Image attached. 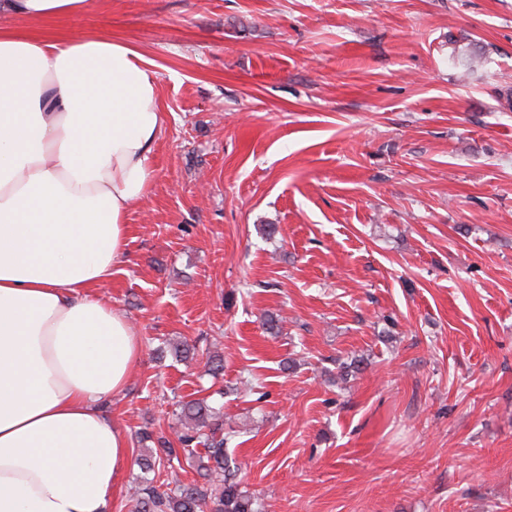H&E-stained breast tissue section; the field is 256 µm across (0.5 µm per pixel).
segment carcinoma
Segmentation results:
<instances>
[{
    "instance_id": "obj_1",
    "label": "carcinoma",
    "mask_w": 512,
    "mask_h": 512,
    "mask_svg": "<svg viewBox=\"0 0 512 512\" xmlns=\"http://www.w3.org/2000/svg\"><path fill=\"white\" fill-rule=\"evenodd\" d=\"M172 416L176 440L162 441L158 452L148 449L139 464L153 471L156 463L173 460L179 451L193 455L202 447L198 469L204 482L164 490L154 480H146L136 492L135 512H258L255 498L240 487V468L226 451L232 435L224 434L220 412L208 398L179 401Z\"/></svg>"
}]
</instances>
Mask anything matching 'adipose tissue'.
<instances>
[{
    "instance_id": "ef3b65f1",
    "label": "adipose tissue",
    "mask_w": 512,
    "mask_h": 512,
    "mask_svg": "<svg viewBox=\"0 0 512 512\" xmlns=\"http://www.w3.org/2000/svg\"><path fill=\"white\" fill-rule=\"evenodd\" d=\"M88 4L0 0V18ZM164 126L136 50L0 32V512H110L131 448L104 405L142 345L98 289L126 257Z\"/></svg>"
}]
</instances>
